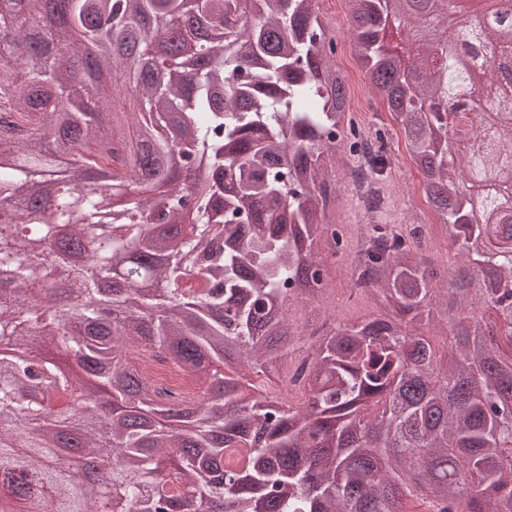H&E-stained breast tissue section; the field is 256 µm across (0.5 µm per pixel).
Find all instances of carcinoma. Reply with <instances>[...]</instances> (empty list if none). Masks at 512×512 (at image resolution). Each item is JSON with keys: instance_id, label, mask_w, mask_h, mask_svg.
Listing matches in <instances>:
<instances>
[{"instance_id": "cac0c4a2", "label": "carcinoma", "mask_w": 512, "mask_h": 512, "mask_svg": "<svg viewBox=\"0 0 512 512\" xmlns=\"http://www.w3.org/2000/svg\"><path fill=\"white\" fill-rule=\"evenodd\" d=\"M46 0H0V512H512V126L438 102L468 78L448 34L415 80L387 48L389 0H346L353 48L421 174L462 284L423 224H367L352 280L392 308L314 328L302 401L278 392L292 301L324 292L336 138L381 184L392 129L353 120L318 0H62L112 51L84 82L31 36ZM473 41L512 53V22ZM206 66L190 83L183 51ZM55 127L53 144L42 140ZM484 149L448 161V127ZM189 168L201 191L181 182ZM108 181L75 191L89 175ZM493 186L481 200L448 185ZM52 206L25 204L45 192ZM445 337L442 363L414 322ZM234 354L241 375L221 370ZM152 357L192 392L149 381ZM65 432L99 475L56 465Z\"/></svg>"}]
</instances>
